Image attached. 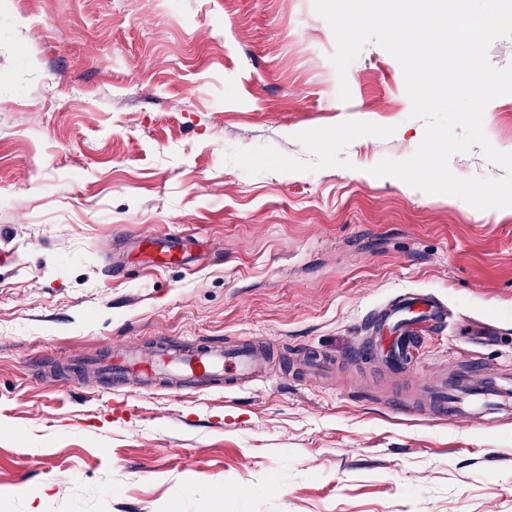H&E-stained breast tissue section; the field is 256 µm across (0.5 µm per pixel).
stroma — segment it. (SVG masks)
<instances>
[{
    "label": "stroma",
    "mask_w": 512,
    "mask_h": 512,
    "mask_svg": "<svg viewBox=\"0 0 512 512\" xmlns=\"http://www.w3.org/2000/svg\"><path fill=\"white\" fill-rule=\"evenodd\" d=\"M334 51L313 0H0V512H512V414L392 403L473 361L512 378V210L372 176L425 125L374 43L341 101ZM483 126L512 152V95ZM176 235L194 251L150 267L140 239ZM406 291L454 324L393 374L354 351ZM162 336L275 366L236 390L83 370Z\"/></svg>",
    "instance_id": "obj_1"
}]
</instances>
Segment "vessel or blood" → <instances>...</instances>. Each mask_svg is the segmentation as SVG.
<instances>
[{
  "label": "vessel or blood",
  "mask_w": 512,
  "mask_h": 512,
  "mask_svg": "<svg viewBox=\"0 0 512 512\" xmlns=\"http://www.w3.org/2000/svg\"><path fill=\"white\" fill-rule=\"evenodd\" d=\"M182 249L183 243L177 238L150 242V263L174 264ZM449 316L447 305L440 300L418 292L401 293L369 318L372 336L361 352L383 360L390 368H409L416 358L422 333L445 327ZM97 363L105 373L130 381L154 379L198 389L221 383L242 385L264 370L263 358L249 346L224 347L205 342L188 346L174 336L166 337L152 349L108 354L98 358ZM427 403L442 419L476 421L512 408V386L485 384L464 372L455 381L431 386Z\"/></svg>",
  "instance_id": "b4317fda"
}]
</instances>
